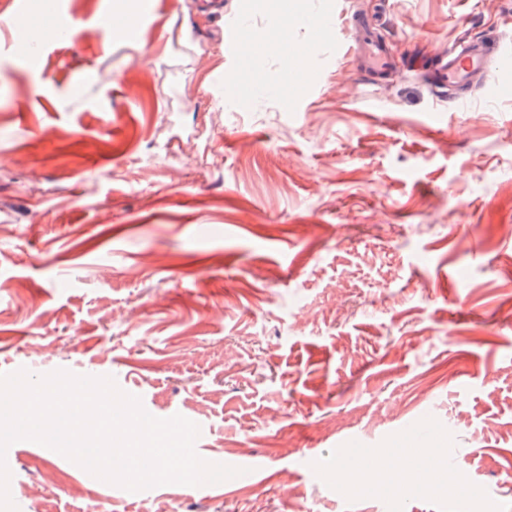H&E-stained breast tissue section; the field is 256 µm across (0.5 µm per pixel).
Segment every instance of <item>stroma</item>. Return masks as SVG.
<instances>
[{"instance_id":"35a3bbf8","label":"stroma","mask_w":512,"mask_h":512,"mask_svg":"<svg viewBox=\"0 0 512 512\" xmlns=\"http://www.w3.org/2000/svg\"><path fill=\"white\" fill-rule=\"evenodd\" d=\"M223 2L151 0L115 41L117 0H0V373L114 377L243 470L130 492L19 441L18 512H388L312 464L427 413L512 505V77L464 110L429 79L463 39L512 56V0ZM61 8L70 39L10 53ZM35 33V29L28 24L14 26L8 37L9 49L32 51L37 46Z\"/></svg>"}]
</instances>
